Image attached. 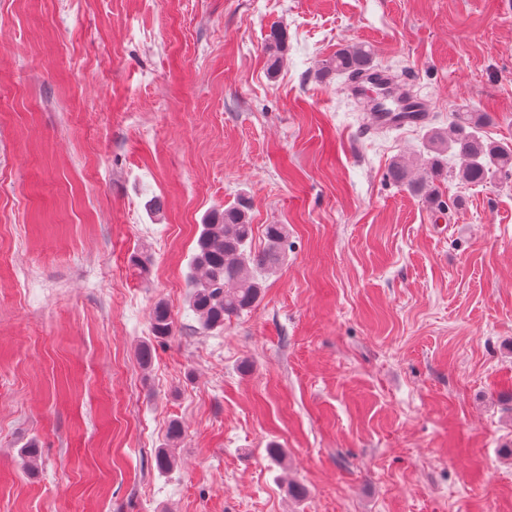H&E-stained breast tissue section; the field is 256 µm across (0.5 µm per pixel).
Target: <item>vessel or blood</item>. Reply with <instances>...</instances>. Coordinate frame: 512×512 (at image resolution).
I'll list each match as a JSON object with an SVG mask.
<instances>
[{"label":"vessel or blood","mask_w":512,"mask_h":512,"mask_svg":"<svg viewBox=\"0 0 512 512\" xmlns=\"http://www.w3.org/2000/svg\"><path fill=\"white\" fill-rule=\"evenodd\" d=\"M355 99L366 100L368 121L366 132L385 129H418L433 117L429 98L410 92L404 84L394 80L387 68L363 72L347 85Z\"/></svg>","instance_id":"1"}]
</instances>
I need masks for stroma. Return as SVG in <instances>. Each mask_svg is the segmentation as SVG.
Returning <instances> with one entry per match:
<instances>
[{
  "mask_svg": "<svg viewBox=\"0 0 512 512\" xmlns=\"http://www.w3.org/2000/svg\"><path fill=\"white\" fill-rule=\"evenodd\" d=\"M360 42L512 138V0H0V512H512V182L390 183L425 129L315 76ZM242 202L285 257L208 331L196 237ZM173 328V321L168 306L158 302L152 311L151 332L154 338L170 336Z\"/></svg>",
  "mask_w": 512,
  "mask_h": 512,
  "instance_id": "stroma-1",
  "label": "stroma"
}]
</instances>
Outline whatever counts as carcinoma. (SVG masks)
Masks as SVG:
<instances>
[{
  "instance_id": "cac0c4a2",
  "label": "carcinoma",
  "mask_w": 512,
  "mask_h": 512,
  "mask_svg": "<svg viewBox=\"0 0 512 512\" xmlns=\"http://www.w3.org/2000/svg\"><path fill=\"white\" fill-rule=\"evenodd\" d=\"M286 32L273 28L266 52L270 68L277 67L284 50ZM375 66L371 49L362 45L342 47L322 64L321 79L349 76L353 72ZM490 118L483 113L473 115L468 106L455 113L449 131L431 129L428 135L430 161L424 175L411 178L408 166L401 160L389 168L391 180L416 196L432 198L434 181L440 176L442 157L449 151L464 160L459 180L472 185L484 182L494 171L512 180V143L489 138L484 128ZM254 225L247 207L238 204L224 209L220 216H210L199 232L192 256V293L190 307L203 328L220 330L224 320L250 310L260 299L262 284L259 274L280 264L284 256L286 231L281 224L266 227V246L251 254L246 247L252 242ZM173 321L168 306L157 303L152 311L151 332L155 338L171 334Z\"/></svg>"
}]
</instances>
